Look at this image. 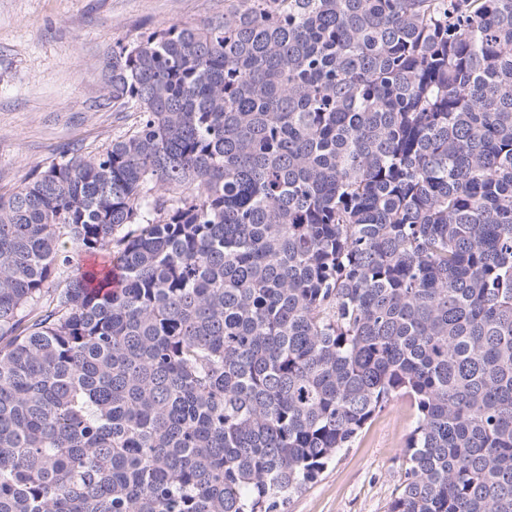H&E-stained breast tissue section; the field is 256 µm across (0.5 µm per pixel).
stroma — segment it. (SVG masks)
Here are the masks:
<instances>
[{
    "instance_id": "35a3bbf8",
    "label": "stroma",
    "mask_w": 512,
    "mask_h": 512,
    "mask_svg": "<svg viewBox=\"0 0 512 512\" xmlns=\"http://www.w3.org/2000/svg\"><path fill=\"white\" fill-rule=\"evenodd\" d=\"M224 0H0V194L71 148L93 153L133 123L102 102L116 43L223 14ZM409 401L377 412L287 512H388L416 426Z\"/></svg>"
}]
</instances>
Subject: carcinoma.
Returning a JSON list of instances; mask_svg holds the SVG:
<instances>
[{"label":"carcinoma","instance_id":"cac0c4a2","mask_svg":"<svg viewBox=\"0 0 512 512\" xmlns=\"http://www.w3.org/2000/svg\"><path fill=\"white\" fill-rule=\"evenodd\" d=\"M104 101L0 195V512H280L396 398L389 512H512V0H224Z\"/></svg>","mask_w":512,"mask_h":512}]
</instances>
